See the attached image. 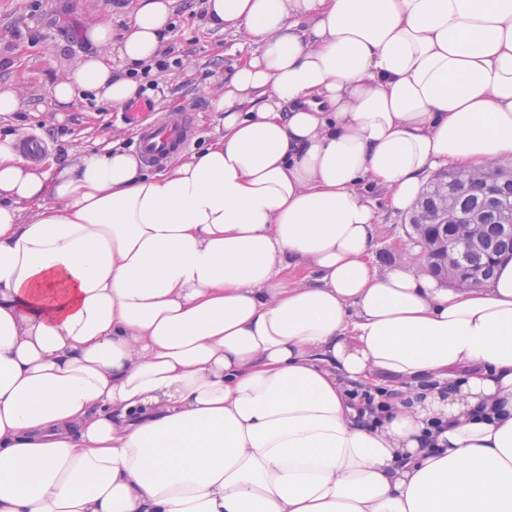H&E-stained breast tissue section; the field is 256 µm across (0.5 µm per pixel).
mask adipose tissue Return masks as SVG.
Listing matches in <instances>:
<instances>
[{
  "instance_id": "adipose-tissue-1",
  "label": "adipose tissue",
  "mask_w": 512,
  "mask_h": 512,
  "mask_svg": "<svg viewBox=\"0 0 512 512\" xmlns=\"http://www.w3.org/2000/svg\"><path fill=\"white\" fill-rule=\"evenodd\" d=\"M173 9L88 23L56 108L137 99ZM204 11L252 48L198 153L0 137V512H512V260L374 261L379 205L512 158V0Z\"/></svg>"
}]
</instances>
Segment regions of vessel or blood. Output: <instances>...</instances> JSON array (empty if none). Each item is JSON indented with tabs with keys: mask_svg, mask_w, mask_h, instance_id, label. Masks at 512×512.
Wrapping results in <instances>:
<instances>
[{
	"mask_svg": "<svg viewBox=\"0 0 512 512\" xmlns=\"http://www.w3.org/2000/svg\"><path fill=\"white\" fill-rule=\"evenodd\" d=\"M146 109V104H135L127 110L126 117L137 127V147L144 160L160 167L189 147L194 134L193 118L187 110L159 112L146 122L141 118Z\"/></svg>",
	"mask_w": 512,
	"mask_h": 512,
	"instance_id": "obj_1",
	"label": "vessel or blood"
}]
</instances>
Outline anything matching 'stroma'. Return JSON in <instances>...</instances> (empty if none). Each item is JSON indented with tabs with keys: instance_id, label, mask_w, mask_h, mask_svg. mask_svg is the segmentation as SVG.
I'll return each mask as SVG.
<instances>
[{
	"instance_id": "35a3bbf8",
	"label": "stroma",
	"mask_w": 512,
	"mask_h": 512,
	"mask_svg": "<svg viewBox=\"0 0 512 512\" xmlns=\"http://www.w3.org/2000/svg\"><path fill=\"white\" fill-rule=\"evenodd\" d=\"M137 0H0V83H12L25 104L22 111L0 115V130L37 135L43 156L65 159L74 145L90 147L103 137L135 143L137 131L121 111L82 100L60 112L49 97L51 85L81 59L88 47L84 26L96 19L121 30ZM199 0H175L174 28L169 42L182 59L164 87L150 93L155 111L194 109L191 150L201 149L220 124L213 108L234 62L247 47L244 34L205 27ZM408 216L382 211L377 228L375 263L384 268L400 256Z\"/></svg>"
}]
</instances>
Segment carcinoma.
I'll use <instances>...</instances> for the list:
<instances>
[{"label": "carcinoma", "instance_id": "carcinoma-1", "mask_svg": "<svg viewBox=\"0 0 512 512\" xmlns=\"http://www.w3.org/2000/svg\"><path fill=\"white\" fill-rule=\"evenodd\" d=\"M465 179L467 184L459 186L452 174L433 178V184L422 191L409 223L417 225L419 232H433L446 210L478 216L477 224H466L463 230L486 235L495 244V254L468 252L462 256V263L468 268L483 269L489 279L499 258L512 253V236L500 232V225L508 220L506 206L512 205V175H501L500 167L495 166L483 173L471 172Z\"/></svg>", "mask_w": 512, "mask_h": 512}]
</instances>
